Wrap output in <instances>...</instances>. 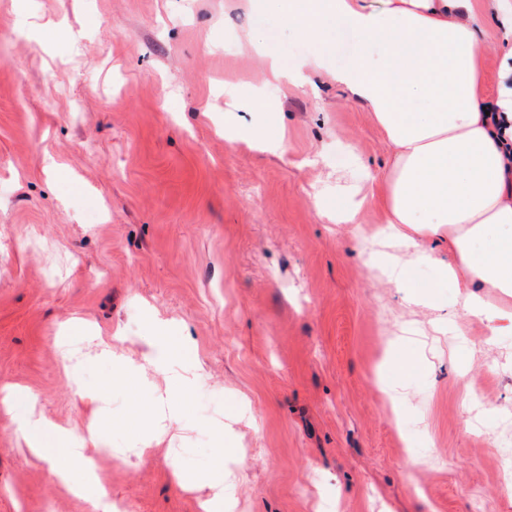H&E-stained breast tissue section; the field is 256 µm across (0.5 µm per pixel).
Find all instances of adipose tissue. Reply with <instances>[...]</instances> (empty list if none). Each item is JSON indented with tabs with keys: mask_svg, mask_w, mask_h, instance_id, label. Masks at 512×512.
Here are the masks:
<instances>
[{
	"mask_svg": "<svg viewBox=\"0 0 512 512\" xmlns=\"http://www.w3.org/2000/svg\"><path fill=\"white\" fill-rule=\"evenodd\" d=\"M301 37L327 41L336 26L360 41L358 51L336 70L337 84L366 104L394 148L382 192L386 223L396 255L378 269L408 287V264L437 263L464 300L466 316L485 322L491 335L512 334V51L499 68L493 98L483 92V48L472 0H264ZM448 245L436 259L430 239ZM496 288L490 304L475 287ZM170 325L156 320L144 337L139 362L114 346L101 355L112 365V384L131 396L130 420L136 439L148 445L179 420L173 393L190 396L200 382L194 363L171 342ZM167 382L163 393L144 395L145 371ZM0 406L12 413L28 448L43 453L58 480L82 491V469L90 453H112L96 424L67 432L37 414L25 393L0 385ZM209 467L189 472L174 467L179 485L203 487L205 512L223 506V426L211 427Z\"/></svg>",
	"mask_w": 512,
	"mask_h": 512,
	"instance_id": "adipose-tissue-1",
	"label": "adipose tissue"
}]
</instances>
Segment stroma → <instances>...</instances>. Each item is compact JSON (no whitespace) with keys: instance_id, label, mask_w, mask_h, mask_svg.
<instances>
[{"instance_id":"35a3bbf8","label":"stroma","mask_w":512,"mask_h":512,"mask_svg":"<svg viewBox=\"0 0 512 512\" xmlns=\"http://www.w3.org/2000/svg\"><path fill=\"white\" fill-rule=\"evenodd\" d=\"M474 6L491 97L512 36L486 0ZM357 49L346 28L301 39L236 0H0V383L67 429L99 416L125 448L128 394L94 357L114 332L136 357L157 314L203 375L197 429L175 423L144 456L100 457L79 494L0 408V512H97L102 484L133 512H201L205 490L174 482L170 458L206 468L210 423L230 438L231 512H512L494 452L512 439V335L491 343L484 323L458 317L434 264L407 268L419 305L372 272L378 206L352 224L327 218L337 183L370 194L364 172L383 179L393 161L331 75ZM317 56L330 70L309 68ZM257 95L284 154L222 131L228 112L253 124ZM63 341L92 352L81 378L102 389L100 410L79 401Z\"/></svg>"}]
</instances>
